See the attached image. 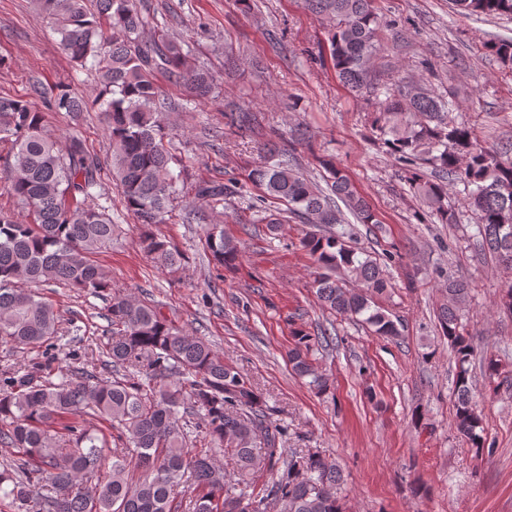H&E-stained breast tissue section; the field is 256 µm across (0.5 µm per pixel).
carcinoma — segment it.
Returning <instances> with one entry per match:
<instances>
[{"label":"carcinoma","instance_id":"cac0c4a2","mask_svg":"<svg viewBox=\"0 0 512 512\" xmlns=\"http://www.w3.org/2000/svg\"><path fill=\"white\" fill-rule=\"evenodd\" d=\"M372 2L304 0L332 27L329 51L339 79L354 92L385 95L374 119L376 140L401 164V179L426 204L429 217L438 224L461 223L462 214L448 205V184L462 186L474 236L511 270L512 158L480 146L471 127L456 121L453 100L370 83L383 28ZM454 2L465 15L512 17V0ZM34 3L61 50L96 70L111 147L104 160L78 136L62 147L29 101L0 97V140L13 145L9 190L29 217L20 222L0 211V342L48 352L57 346L59 319L37 288L52 282L94 295L111 289L95 260L117 228L94 194L105 168L141 225L143 253L169 273L182 269L183 255L154 231L172 212L178 180L164 144L167 102L157 75L199 99L212 93L214 83L189 63L178 43L146 32L136 0ZM485 49L512 68L511 39L491 40ZM46 100L55 112L83 108L64 84ZM319 166L326 172L324 188L285 158L256 167L251 178L263 190L264 206L253 222L272 234L290 219L311 225L300 247L315 266L313 288L322 308L361 317L376 335L393 339L401 323L376 302L390 281L377 259L351 246L352 227L333 228L345 223L338 200L359 224L378 219L341 169L327 159ZM426 166L434 178L427 177ZM231 193L220 184L198 188L215 205ZM207 248L223 269L236 266L241 256L215 225ZM446 292L436 319L456 364L455 427L482 453L486 437L470 383L475 349L463 324L471 288L450 276ZM108 318L110 332L92 342L87 369L73 372L54 356L19 377L8 371L0 377V440L18 452L14 463L0 469V497L17 512H345L339 467L318 453H286L283 429L267 418L266 396L242 368L151 303L115 294ZM292 337V371L326 389L313 352L329 342L327 330L313 336L296 328ZM99 366L112 369L111 377H98ZM77 412L108 422L112 441L68 420ZM217 450L236 466L234 487L224 482ZM264 470L271 478L261 483ZM181 484L195 486L197 494L178 498L174 490Z\"/></svg>","mask_w":512,"mask_h":512}]
</instances>
